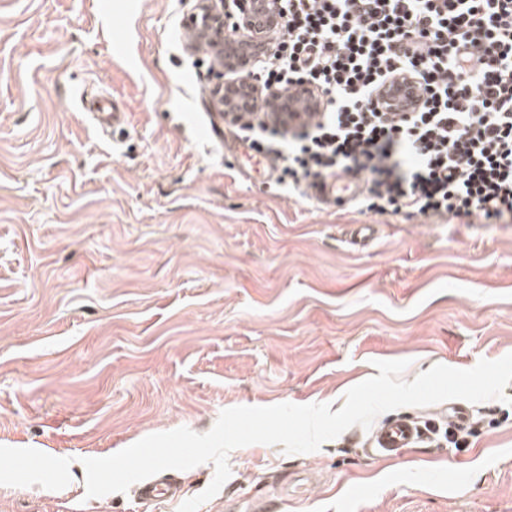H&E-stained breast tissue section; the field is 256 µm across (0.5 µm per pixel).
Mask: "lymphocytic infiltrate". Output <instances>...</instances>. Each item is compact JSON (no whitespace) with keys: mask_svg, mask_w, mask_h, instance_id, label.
Instances as JSON below:
<instances>
[{"mask_svg":"<svg viewBox=\"0 0 512 512\" xmlns=\"http://www.w3.org/2000/svg\"><path fill=\"white\" fill-rule=\"evenodd\" d=\"M278 15L249 76L270 98L311 86L321 109L226 120L278 184L311 200L344 172L364 213L512 223V0H278ZM394 77L420 85L414 111H384Z\"/></svg>","mask_w":512,"mask_h":512,"instance_id":"1","label":"lymphocytic infiltrate"}]
</instances>
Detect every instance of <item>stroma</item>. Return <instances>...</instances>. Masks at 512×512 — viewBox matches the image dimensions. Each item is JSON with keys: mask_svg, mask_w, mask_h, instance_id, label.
Masks as SVG:
<instances>
[{"mask_svg": "<svg viewBox=\"0 0 512 512\" xmlns=\"http://www.w3.org/2000/svg\"><path fill=\"white\" fill-rule=\"evenodd\" d=\"M196 0H0V512H177L90 498L86 458L147 435L209 432L223 409L344 404L405 360L474 367L512 353V224H430L289 197L223 130ZM129 30L124 52L113 26ZM126 114L101 135L99 95ZM354 224L375 227L355 245ZM460 448L365 454L355 425L318 451L253 444L198 512H512V404H470ZM314 469L306 496L281 500Z\"/></svg>", "mask_w": 512, "mask_h": 512, "instance_id": "obj_1", "label": "stroma"}]
</instances>
